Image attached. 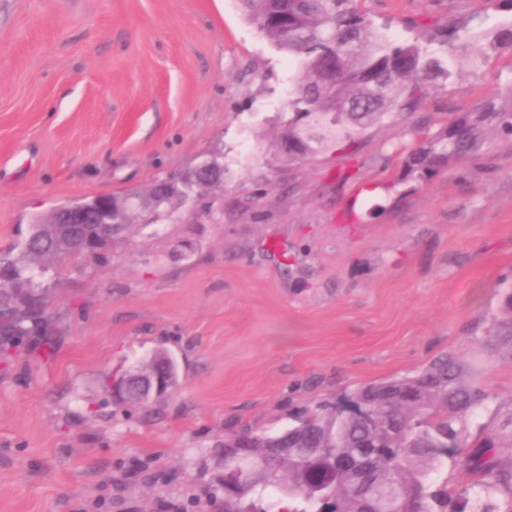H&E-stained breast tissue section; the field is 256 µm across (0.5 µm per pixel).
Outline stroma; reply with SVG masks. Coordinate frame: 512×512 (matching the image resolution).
I'll use <instances>...</instances> for the list:
<instances>
[{"label": "stroma", "instance_id": "stroma-1", "mask_svg": "<svg viewBox=\"0 0 512 512\" xmlns=\"http://www.w3.org/2000/svg\"><path fill=\"white\" fill-rule=\"evenodd\" d=\"M361 6L410 40L404 19L482 0ZM297 75L237 0H0V249L74 198L146 190L217 148L227 169L211 208L68 263L46 319L0 353V512H224L225 435L443 352L512 393V364L481 345L512 283V140L396 180L419 118L505 97L512 52L355 150L288 163L269 147ZM159 348L177 386L113 402L103 380Z\"/></svg>", "mask_w": 512, "mask_h": 512}]
</instances>
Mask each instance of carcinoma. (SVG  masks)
<instances>
[{
	"mask_svg": "<svg viewBox=\"0 0 512 512\" xmlns=\"http://www.w3.org/2000/svg\"><path fill=\"white\" fill-rule=\"evenodd\" d=\"M360 0H239L244 17L277 49L301 59L300 71L279 125L275 155L301 161L329 147L346 150L360 143L374 124L411 114L432 91L452 82L463 65L481 67L492 53L512 49V0H483L480 14L466 21L421 22L411 41H394L359 5ZM503 105L490 98L474 112H462L433 131L414 130L399 180L426 181L452 162L482 155L488 130L512 137V97ZM71 258L42 236V225L0 251V275L34 293L59 274ZM46 312L30 310L13 330L0 332V347L30 333L28 322ZM485 344L512 361V285L500 294ZM348 400L366 408L361 424L320 404L274 433L245 429L224 437V512H376L370 497L338 470L319 495L305 491L282 506L279 484L300 488L312 462L304 453L272 460L268 439L288 435L303 448H324L347 458L362 472L367 492L382 484L386 512H512V395L499 398L478 382L472 367L453 353L437 355L410 376L358 387ZM491 422L471 435L473 420ZM376 447L370 457L358 448ZM266 473L265 481H236L243 462Z\"/></svg>",
	"mask_w": 512,
	"mask_h": 512,
	"instance_id": "1",
	"label": "carcinoma"
}]
</instances>
